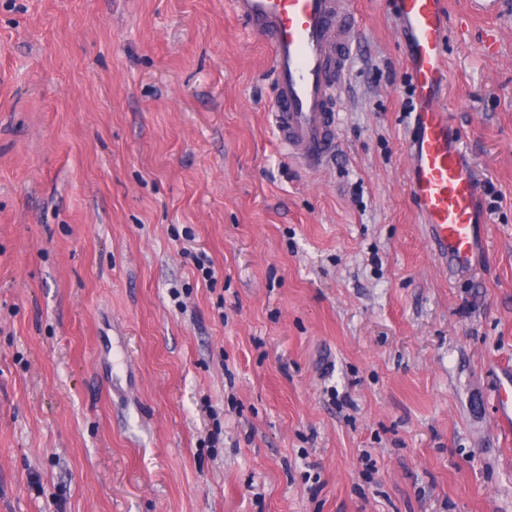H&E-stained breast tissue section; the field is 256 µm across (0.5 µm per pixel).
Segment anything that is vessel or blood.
I'll list each match as a JSON object with an SVG mask.
<instances>
[{"mask_svg":"<svg viewBox=\"0 0 512 512\" xmlns=\"http://www.w3.org/2000/svg\"><path fill=\"white\" fill-rule=\"evenodd\" d=\"M244 26L270 48L275 77L271 122L288 157L312 170L334 150L338 117L331 92L351 55L352 0H231ZM408 46L416 119L407 145L411 195L429 244L453 267L472 266L479 187L459 134L441 105L448 79L445 0H396Z\"/></svg>","mask_w":512,"mask_h":512,"instance_id":"1","label":"vessel or blood"}]
</instances>
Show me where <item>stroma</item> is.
Wrapping results in <instances>:
<instances>
[{
	"label": "stroma",
	"instance_id": "stroma-1",
	"mask_svg": "<svg viewBox=\"0 0 512 512\" xmlns=\"http://www.w3.org/2000/svg\"><path fill=\"white\" fill-rule=\"evenodd\" d=\"M355 2L312 171L230 0H0V512H512V0H446L494 188L465 270L410 194L392 4Z\"/></svg>",
	"mask_w": 512,
	"mask_h": 512
}]
</instances>
